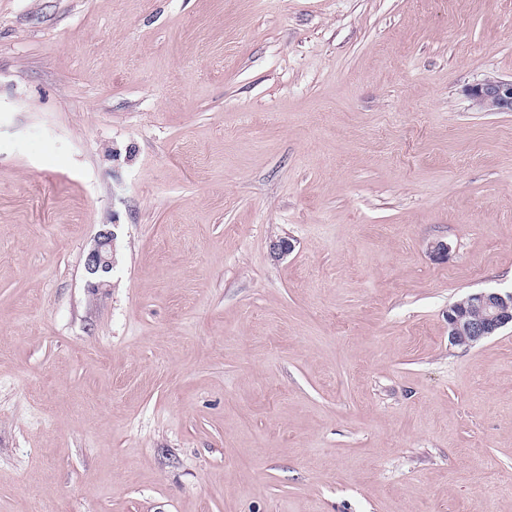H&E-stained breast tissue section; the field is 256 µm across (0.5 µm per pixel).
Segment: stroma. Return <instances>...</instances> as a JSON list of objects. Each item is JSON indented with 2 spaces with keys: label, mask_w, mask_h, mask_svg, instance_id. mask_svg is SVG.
<instances>
[{
  "label": "stroma",
  "mask_w": 512,
  "mask_h": 512,
  "mask_svg": "<svg viewBox=\"0 0 512 512\" xmlns=\"http://www.w3.org/2000/svg\"><path fill=\"white\" fill-rule=\"evenodd\" d=\"M489 75L512 0H0V512H512ZM113 240L112 230L100 231L93 248L87 254L85 269L89 277L94 280L90 282L93 288H104L108 285V282L103 280V276L112 270ZM512 325V292L482 290L448 309V336L453 344L470 347Z\"/></svg>",
  "instance_id": "1"
}]
</instances>
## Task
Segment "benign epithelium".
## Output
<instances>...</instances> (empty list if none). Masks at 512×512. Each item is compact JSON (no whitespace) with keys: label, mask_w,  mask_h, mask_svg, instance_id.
Here are the masks:
<instances>
[{"label":"benign epithelium","mask_w":512,"mask_h":512,"mask_svg":"<svg viewBox=\"0 0 512 512\" xmlns=\"http://www.w3.org/2000/svg\"><path fill=\"white\" fill-rule=\"evenodd\" d=\"M480 112H512V79L488 76L465 89ZM114 235L102 230L87 254L85 269L90 286L104 288L103 276L112 270ZM512 325V292L482 290L469 294L448 308V336L453 344L470 347Z\"/></svg>","instance_id":"obj_1"}]
</instances>
